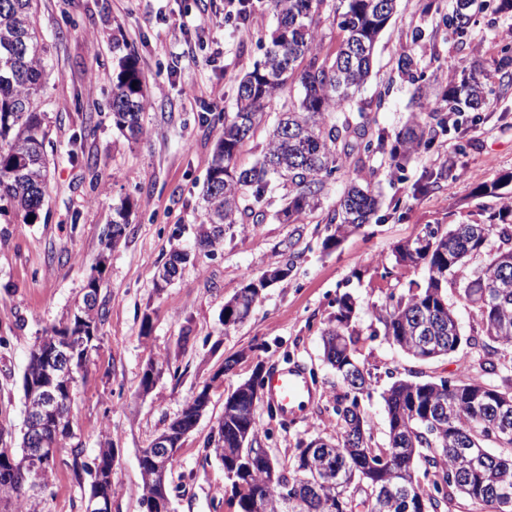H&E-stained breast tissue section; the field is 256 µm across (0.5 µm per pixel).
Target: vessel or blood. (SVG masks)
<instances>
[{
  "label": "vessel or blood",
  "mask_w": 512,
  "mask_h": 512,
  "mask_svg": "<svg viewBox=\"0 0 512 512\" xmlns=\"http://www.w3.org/2000/svg\"><path fill=\"white\" fill-rule=\"evenodd\" d=\"M314 393V386L304 367L298 364L272 369L261 391L263 400L286 420L302 415Z\"/></svg>",
  "instance_id": "b4317fda"
}]
</instances>
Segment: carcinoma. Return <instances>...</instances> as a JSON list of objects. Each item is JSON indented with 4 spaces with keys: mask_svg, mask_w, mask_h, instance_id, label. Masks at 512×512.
Wrapping results in <instances>:
<instances>
[{
    "mask_svg": "<svg viewBox=\"0 0 512 512\" xmlns=\"http://www.w3.org/2000/svg\"><path fill=\"white\" fill-rule=\"evenodd\" d=\"M329 0H270L277 26L270 37L259 36L263 59L239 83L237 107L224 113V126L202 189L204 201L197 248L214 251L224 233L266 216L281 224H300L304 216L321 208L332 177L350 165L385 150L390 134L371 127L367 108L379 110L385 99L364 103L357 99L371 73L372 55L381 31L392 19L397 0H340L333 22L339 30L336 50L324 54L318 40L322 8ZM488 8L486 0H456L446 26L458 37L468 33L474 15ZM47 61L40 43L33 0H0V211L28 220L39 216L49 193V129L43 118V92ZM297 86L268 122L266 108L287 83ZM485 104L482 84L471 76L453 85L448 111L478 112ZM148 92L131 51L117 58L112 75V125L124 136L143 134L142 115ZM415 113L398 132L390 149L400 165L417 148L434 144L438 133L448 131V119L418 101ZM267 127L261 159L250 168L237 166L245 142L260 127ZM504 179L483 192L500 199L488 220L454 224L445 231L397 245L399 267L423 266L421 282H411L390 303L374 310L383 338L415 361L453 355L465 368L456 380H421L413 375L396 378L381 392L387 420L385 442L374 440L366 427L364 398L375 381L360 361L361 337L353 319L358 303L348 293L337 300L336 314L322 330L323 356L335 370L339 390L333 411L334 434L325 437L328 449L308 452L313 439L299 440L289 466L272 455L254 454L259 435L255 408L258 391L249 382L224 399L209 448L234 472L230 481L239 512H406L403 495L417 504L413 512H499L503 495L512 496V196L499 192ZM281 190V207L269 211L270 185ZM379 210L371 183L358 175L348 182L328 211L333 233L326 244L367 223ZM131 205L114 209L107 237L124 234ZM496 245H490L491 238ZM488 257L485 266L469 269V262ZM249 280L224 305H238L244 322L260 299ZM473 313L472 334L462 336L456 305ZM92 313L87 322L73 316L71 328H50L34 342L23 376L25 407L30 398L28 378L38 373L42 357L68 333L84 338L73 361L89 364L103 321L99 300H82ZM461 341H456V337ZM489 381L470 376L475 364L471 350ZM63 425L55 418L44 430L46 447L59 449L76 437L73 413L75 393H64ZM194 428V413L183 412L164 434L181 447L183 436ZM336 452V467L326 470L324 455ZM74 449L72 468L78 483L88 482L90 493L112 499L116 449L106 441L98 448L97 463L81 460ZM53 466L42 472L32 468L27 436L18 448L0 447V512H37L35 498L26 494L29 481L44 483ZM144 494L172 498L168 482L140 471ZM291 500L284 501L282 493Z\"/></svg>",
    "mask_w": 512,
    "mask_h": 512,
    "instance_id": "1",
    "label": "carcinoma"
}]
</instances>
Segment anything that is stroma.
Wrapping results in <instances>:
<instances>
[{
    "instance_id": "35a3bbf8",
    "label": "stroma",
    "mask_w": 512,
    "mask_h": 512,
    "mask_svg": "<svg viewBox=\"0 0 512 512\" xmlns=\"http://www.w3.org/2000/svg\"><path fill=\"white\" fill-rule=\"evenodd\" d=\"M450 3L398 0L360 97L384 96L383 108L368 115L397 133L417 109L415 89L447 113L441 94L466 60L488 90L487 107L456 114L454 125L403 170L383 153L367 159L364 176L381 196V211L338 244H325L322 208L299 227L271 219L234 226L205 255L196 251L195 237L222 126L201 118L235 111L238 84L264 53L258 37L277 25L269 0H249L244 18L229 12L227 0H37L50 46L44 119L54 163L36 223L0 217V439L20 445L29 349L70 314L93 275L106 316L78 377L75 441L87 462L104 440L116 448L112 512H144L138 454L202 389H209L211 403L182 440L171 477L175 512H238L207 442L227 395L256 371L298 363L316 385L305 414L287 423L258 404L259 447L284 463L299 440L333 434L336 374L323 360L321 332L343 294L360 305V359L380 385L411 371L427 380L453 378L454 357L414 362L376 335L373 318L374 308L425 276L420 266L396 268L398 244L497 209L498 198L480 193V184L503 180L512 191V84L497 66L512 42V10H484L458 38L442 22ZM129 50L150 91L135 140L112 125V70ZM404 52L419 64L420 85L397 71ZM76 139L82 151L74 161L68 152ZM443 169L447 178L424 188L426 176ZM127 199L130 222L118 243H108L113 210ZM286 247L294 263L288 278L264 289L246 322L225 327V303L248 279L281 264ZM175 250L190 258L167 288L157 289L155 275ZM152 361L164 373L146 391L141 382ZM71 459V447L61 448L39 512H81L87 489L77 483Z\"/></svg>"
}]
</instances>
